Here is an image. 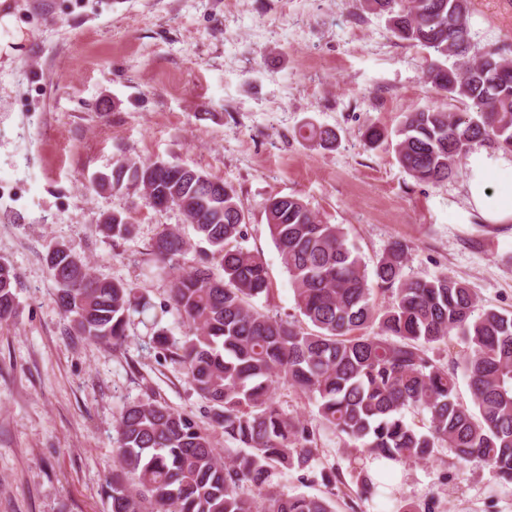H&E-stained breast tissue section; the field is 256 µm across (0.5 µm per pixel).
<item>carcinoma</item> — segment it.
I'll list each match as a JSON object with an SVG mask.
<instances>
[{
  "label": "carcinoma",
  "instance_id": "carcinoma-1",
  "mask_svg": "<svg viewBox=\"0 0 512 512\" xmlns=\"http://www.w3.org/2000/svg\"><path fill=\"white\" fill-rule=\"evenodd\" d=\"M360 2L387 16L398 39L432 51L439 62L428 82L468 107L403 113L394 152L411 177L444 182L485 143L512 151V57L497 44L473 42L470 0ZM299 136L323 147L338 140L335 130L312 123ZM387 138L376 125L363 132L370 148ZM146 177L152 194L171 198L207 245L189 265V241L166 227L151 253L171 277L160 311H175L184 327L179 340L159 327L153 342L182 366L208 422L155 400L125 404L105 490L110 512H335L330 499L284 494L273 483L278 474L315 469L321 429L353 443L362 460L430 463L447 446L458 467L480 462L512 484V311L478 309L473 290L446 273H407L409 247L400 240L368 266L341 225L284 195L268 199L264 212L299 319H278L256 304L270 295L269 275L262 258L242 246L249 213L233 186L195 169L174 180L154 162L121 159L98 187L122 192ZM101 231L127 239L133 224L114 212ZM46 264L79 336L121 347L131 316L155 308L138 288L92 274L69 250L50 249ZM15 288L12 265L0 261V323L16 315ZM379 295L391 302L378 306ZM452 336L465 351L450 368L429 351ZM460 375L470 406L458 396ZM283 386L313 401L318 424L278 403ZM408 409L428 416L427 431L405 420ZM218 432L238 447H215Z\"/></svg>",
  "mask_w": 512,
  "mask_h": 512
}]
</instances>
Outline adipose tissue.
<instances>
[{
  "label": "adipose tissue",
  "instance_id": "1",
  "mask_svg": "<svg viewBox=\"0 0 512 512\" xmlns=\"http://www.w3.org/2000/svg\"><path fill=\"white\" fill-rule=\"evenodd\" d=\"M467 182L468 202L473 205L487 223L512 222V154L474 152L469 158ZM506 182L507 190L493 191L491 184Z\"/></svg>",
  "mask_w": 512,
  "mask_h": 512
}]
</instances>
